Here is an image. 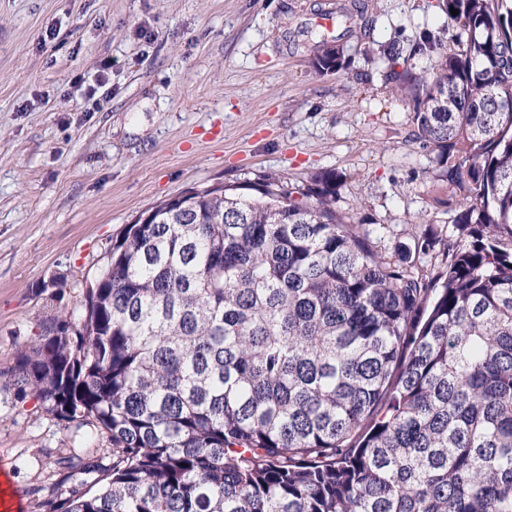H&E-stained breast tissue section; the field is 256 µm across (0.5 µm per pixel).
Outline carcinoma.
Here are the masks:
<instances>
[{
  "label": "carcinoma",
  "instance_id": "obj_1",
  "mask_svg": "<svg viewBox=\"0 0 512 512\" xmlns=\"http://www.w3.org/2000/svg\"><path fill=\"white\" fill-rule=\"evenodd\" d=\"M436 7L449 41L380 60L463 191L454 234L385 258L331 170L152 206L11 368L19 397L111 444L108 465L63 458L81 480L48 512H512V0ZM336 13L319 76L367 28Z\"/></svg>",
  "mask_w": 512,
  "mask_h": 512
}]
</instances>
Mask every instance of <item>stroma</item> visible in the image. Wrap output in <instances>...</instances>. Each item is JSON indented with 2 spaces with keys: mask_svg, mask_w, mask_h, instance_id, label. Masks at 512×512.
I'll use <instances>...</instances> for the list:
<instances>
[{
  "mask_svg": "<svg viewBox=\"0 0 512 512\" xmlns=\"http://www.w3.org/2000/svg\"><path fill=\"white\" fill-rule=\"evenodd\" d=\"M436 0H0V461L23 512L61 492L80 434L7 377L51 312L79 303L121 229L189 188L339 176L336 209L383 255L448 234L462 195L410 137L368 45L438 31ZM375 18L321 77L307 33L338 4Z\"/></svg>",
  "mask_w": 512,
  "mask_h": 512,
  "instance_id": "stroma-1",
  "label": "stroma"
}]
</instances>
